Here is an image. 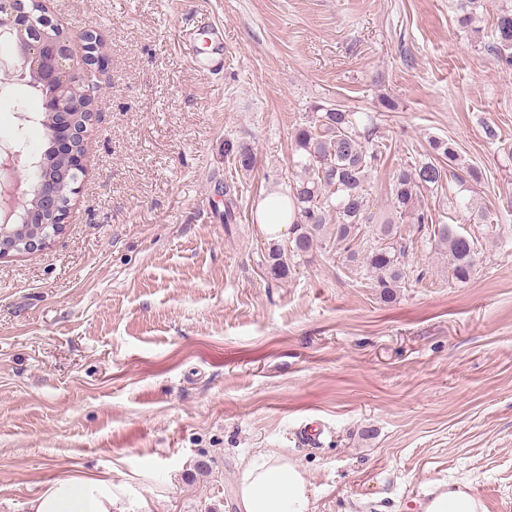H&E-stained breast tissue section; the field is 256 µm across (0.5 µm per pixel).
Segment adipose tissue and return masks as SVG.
<instances>
[{
  "instance_id": "1",
  "label": "adipose tissue",
  "mask_w": 512,
  "mask_h": 512,
  "mask_svg": "<svg viewBox=\"0 0 512 512\" xmlns=\"http://www.w3.org/2000/svg\"><path fill=\"white\" fill-rule=\"evenodd\" d=\"M121 491L106 479L64 476L28 501V512H118ZM238 512H312L310 483L303 467L287 453L263 449L240 467L236 477ZM421 512H483L468 485L438 486Z\"/></svg>"
}]
</instances>
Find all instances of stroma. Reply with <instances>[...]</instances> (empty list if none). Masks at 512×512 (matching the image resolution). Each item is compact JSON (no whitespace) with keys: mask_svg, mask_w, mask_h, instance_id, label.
<instances>
[{"mask_svg":"<svg viewBox=\"0 0 512 512\" xmlns=\"http://www.w3.org/2000/svg\"><path fill=\"white\" fill-rule=\"evenodd\" d=\"M501 4L478 0L462 29L457 0H51L65 30L100 35L108 85L64 232L0 259V512L84 475L121 484L127 512H236L261 448L302 464L312 512H419L455 481L512 512ZM330 104L370 113L388 145L373 213L431 141L477 169L420 196L477 238L468 283L425 238L389 303L333 249L266 274L255 206L299 177L295 130ZM228 140L258 159L236 177L235 224L218 217Z\"/></svg>","mask_w":512,"mask_h":512,"instance_id":"35a3bbf8","label":"stroma"}]
</instances>
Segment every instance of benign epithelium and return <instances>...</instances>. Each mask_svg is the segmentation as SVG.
<instances>
[{
    "label": "benign epithelium",
    "instance_id": "benign-epithelium-1",
    "mask_svg": "<svg viewBox=\"0 0 512 512\" xmlns=\"http://www.w3.org/2000/svg\"><path fill=\"white\" fill-rule=\"evenodd\" d=\"M40 24L0 0V91L6 79L20 76L47 91L44 111L52 120L47 127L50 151L68 159L66 167L52 170L28 156L16 141L0 144V241H14L20 254L33 255L51 244L68 222L71 206L63 199L78 192L85 143L90 135L95 107L106 81L105 62L97 34L86 30L73 35L55 23L46 0ZM84 88V120L76 112L73 88ZM38 213L30 237L14 239L17 218Z\"/></svg>",
    "mask_w": 512,
    "mask_h": 512
}]
</instances>
